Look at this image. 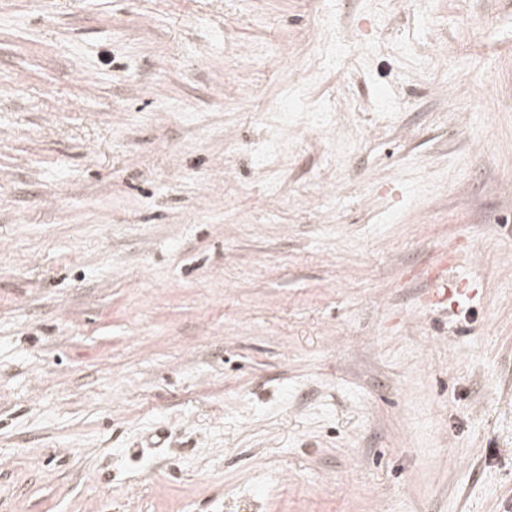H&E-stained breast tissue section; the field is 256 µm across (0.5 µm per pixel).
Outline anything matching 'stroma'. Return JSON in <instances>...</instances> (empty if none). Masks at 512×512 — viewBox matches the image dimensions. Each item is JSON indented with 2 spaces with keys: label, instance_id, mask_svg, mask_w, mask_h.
Masks as SVG:
<instances>
[{
  "label": "stroma",
  "instance_id": "35a3bbf8",
  "mask_svg": "<svg viewBox=\"0 0 512 512\" xmlns=\"http://www.w3.org/2000/svg\"><path fill=\"white\" fill-rule=\"evenodd\" d=\"M0 512H512V0H0Z\"/></svg>",
  "mask_w": 512,
  "mask_h": 512
}]
</instances>
